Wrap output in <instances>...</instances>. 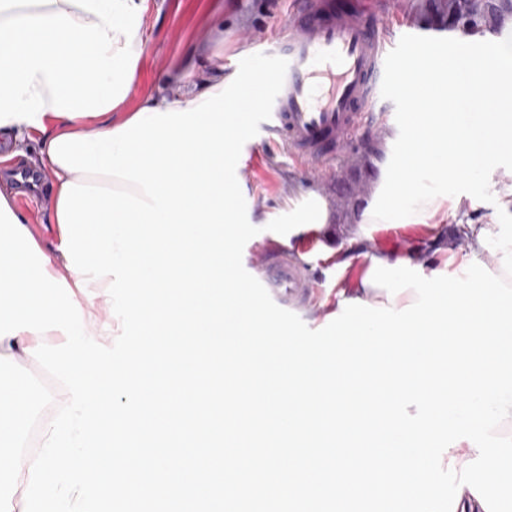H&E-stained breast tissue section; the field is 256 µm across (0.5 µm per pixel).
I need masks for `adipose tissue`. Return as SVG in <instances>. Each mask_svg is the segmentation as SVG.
<instances>
[{"label": "adipose tissue", "instance_id": "ef3b65f1", "mask_svg": "<svg viewBox=\"0 0 512 512\" xmlns=\"http://www.w3.org/2000/svg\"><path fill=\"white\" fill-rule=\"evenodd\" d=\"M148 9V0H0V135L12 149L38 134L40 166L49 173L53 197H60L67 182L143 196L141 184L65 170L53 162L49 148L59 136L112 131L130 120L124 106L136 85ZM482 38L479 32L455 35L456 56H464L469 67L463 81L453 77L456 57L435 51L402 72L406 95L428 92L430 106L409 113L404 146L358 221L411 228L431 238L440 269L461 271L475 257L512 288V28L493 36L491 55L474 53ZM462 103L491 104V121L461 126L454 109ZM473 188L490 194L488 219L467 217ZM443 224L455 225L466 247L452 249L445 238L434 236ZM325 258L335 266L338 281L314 312L316 322L339 312L344 299L397 310L419 299L410 288L391 300L385 290L364 282L377 259L420 264L418 249L400 255L369 245L358 262L341 245ZM110 282L106 276L89 283L94 299L76 296L87 334L102 344L114 333L108 314L112 299L104 294ZM40 340L27 331L0 340V512H13L15 488L29 482L36 455L21 454L20 448L30 427L39 426L42 437L51 434L41 415L57 398L28 370L27 350Z\"/></svg>", "mask_w": 512, "mask_h": 512}]
</instances>
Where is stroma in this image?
Instances as JSON below:
<instances>
[{
	"mask_svg": "<svg viewBox=\"0 0 512 512\" xmlns=\"http://www.w3.org/2000/svg\"><path fill=\"white\" fill-rule=\"evenodd\" d=\"M373 2L394 41L401 68H408L415 58L407 53L404 36L422 32V25L404 8L403 0ZM291 6V0H150L140 77L128 108H135L145 95L166 92L177 85L191 96L197 93L199 80L232 82L239 59L259 50L261 43L283 26ZM391 96L394 112L388 113L386 121L372 122L361 130L350 141L346 157H353L362 141L371 135L380 137L384 155L399 152L400 136L405 132V104L399 91H392ZM237 168L244 184L247 218L265 226L245 245L244 267L252 266L266 244L283 242V235L269 231L268 223L293 211L311 193L326 201L328 228L332 232L328 238L321 234L306 236L302 245L308 254L303 266L318 298H326L336 287V270L322 257L325 247L364 238L387 250L402 251L416 245L423 259L432 256L429 243L414 242L403 229L363 227L353 217L337 211L329 185L320 183L309 170L289 158L273 136L257 140L252 152L241 153ZM50 200L46 191L32 200L21 195L15 199L31 229L48 246L57 242V229L48 222Z\"/></svg>",
	"mask_w": 512,
	"mask_h": 512,
	"instance_id": "obj_1",
	"label": "stroma"
}]
</instances>
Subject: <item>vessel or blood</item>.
Listing matches in <instances>:
<instances>
[{
    "instance_id": "obj_1",
    "label": "vessel or blood",
    "mask_w": 512,
    "mask_h": 512,
    "mask_svg": "<svg viewBox=\"0 0 512 512\" xmlns=\"http://www.w3.org/2000/svg\"><path fill=\"white\" fill-rule=\"evenodd\" d=\"M269 53L286 59L288 69L261 127L278 135L299 165L330 176L375 108L392 106L398 66L381 22L365 0L343 7L335 0H300ZM255 269L277 305L298 309L311 302L308 275L287 246L268 247Z\"/></svg>"
}]
</instances>
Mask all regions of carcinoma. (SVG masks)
<instances>
[{
    "label": "carcinoma",
    "mask_w": 512,
    "mask_h": 512,
    "mask_svg": "<svg viewBox=\"0 0 512 512\" xmlns=\"http://www.w3.org/2000/svg\"><path fill=\"white\" fill-rule=\"evenodd\" d=\"M406 8L431 21L454 16L459 19L456 31L500 33L512 23V0H414Z\"/></svg>",
    "instance_id": "cac0c4a2"
}]
</instances>
